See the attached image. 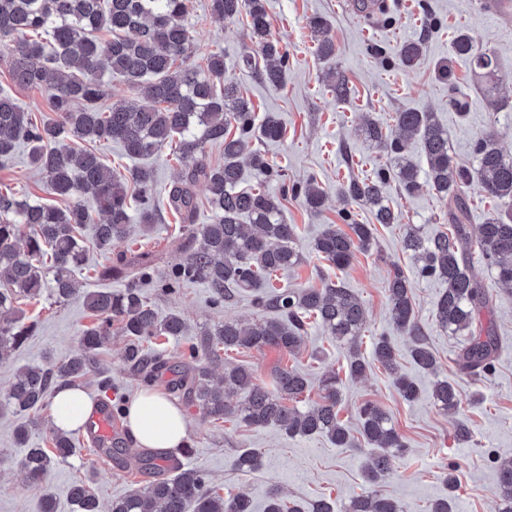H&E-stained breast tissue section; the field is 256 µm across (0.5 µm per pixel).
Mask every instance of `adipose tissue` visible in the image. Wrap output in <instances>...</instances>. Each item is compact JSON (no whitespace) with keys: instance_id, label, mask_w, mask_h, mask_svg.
Returning a JSON list of instances; mask_svg holds the SVG:
<instances>
[{"instance_id":"ef3b65f1","label":"adipose tissue","mask_w":512,"mask_h":512,"mask_svg":"<svg viewBox=\"0 0 512 512\" xmlns=\"http://www.w3.org/2000/svg\"><path fill=\"white\" fill-rule=\"evenodd\" d=\"M94 410L93 400L76 387L59 390L53 407L55 427L68 431L84 426ZM126 424L139 447L173 449L182 445L188 431L183 412L155 391H144L126 407Z\"/></svg>"}]
</instances>
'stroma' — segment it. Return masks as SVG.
<instances>
[{
	"instance_id": "obj_1",
	"label": "stroma",
	"mask_w": 512,
	"mask_h": 512,
	"mask_svg": "<svg viewBox=\"0 0 512 512\" xmlns=\"http://www.w3.org/2000/svg\"><path fill=\"white\" fill-rule=\"evenodd\" d=\"M265 5L271 34L288 55L285 82L279 87L264 81L261 67L243 66V57L255 52L244 19H217L210 11V0H193L185 24L197 55L223 50L227 75L238 81L256 111L277 113L283 124L280 140H263L256 147L276 171L275 177L262 185L267 193L282 196L283 217L297 227L296 246L302 263L293 271L278 274L272 283L318 288L339 281L351 288L363 301L367 315L361 352L371 355L372 338L390 337L403 352V372L418 384L421 393L415 401H403L388 372L376 363L363 376L350 377L348 345L333 340L317 324L310 327L293 361L314 388L326 375H339L340 416L351 431L359 429L357 409L363 403H376L388 413L407 448L378 489L399 501L405 512H429L435 500L447 495L445 478L451 471L459 479L455 512H496L498 467L512 458V285L500 283L495 269L481 256H474L469 273L493 294L492 312L482 320L492 324L498 338L492 371L475 376L462 372L456 364L464 337L440 328L435 321L444 283L419 276L404 248L407 228L417 229L425 238L448 228V206L429 186L411 196L387 187L385 200L399 221L378 226L372 247L356 252L347 268L339 270L323 260L313 244L325 225L339 223L343 211H350L358 224L374 221L370 207L347 205L338 194L348 176L370 177L390 163L385 151L363 139L359 128L366 119L378 120L391 129L397 112H430L447 131L450 153L458 164L475 166V146L491 129L498 131L504 154L512 156V0H392L388 11L369 17L355 10L354 0H265ZM315 16L325 17L330 24L336 44L332 62H324L316 54L309 27ZM461 31L497 60L501 78L498 106H490L484 98L482 80L469 60L454 52L453 41ZM418 39L425 44L422 56L413 66H404L396 48ZM444 65L451 71V79L440 77ZM332 68L349 81L351 94L345 101H336L328 90L326 73ZM458 96L466 98V111L454 106ZM310 177L328 193L318 213L308 211L300 198L285 192L286 187ZM4 184L30 199H44V178L30 166L27 147H19L13 162L0 168V186ZM181 233L179 221L165 209L153 230L145 233L139 225H132L129 237L117 242L112 252H153L163 271L181 258ZM398 269L410 280L417 320L437 358L435 371L421 370L406 356L409 338L390 321L384 288ZM146 295L160 313L176 312L186 321L185 336L157 341V350L174 361L201 331L215 323L251 321L260 316L248 293L237 295L223 308H213L210 290L202 283L186 284L171 297L154 288L147 289ZM18 306L32 332L9 360L0 363V394L9 389L19 368L77 354L79 333L92 322L82 299L60 303L47 289L38 300L23 299ZM125 345L124 337L112 338L100 356L101 374L88 376L82 389L98 405L131 400L148 388L180 403L188 420L185 442L191 448L182 462L204 471L222 494H247L255 512H264L266 493L272 489L303 504L328 498L335 502L337 512H347L361 493L362 470L371 453L368 446L339 448L321 436L290 437L274 427L204 420L197 407L170 393L166 382L145 386L122 358ZM440 379L449 380L457 389V416L444 414L433 403L431 390ZM25 419L22 413L0 416V512H40L44 492L53 495L56 512H77L68 489L79 481L91 483L102 512H108L114 499L153 478L151 471L127 468L119 459L97 456L85 430L80 429L74 433L75 453L54 461L43 491L33 490L18 465L23 451L13 443V429ZM460 419L472 432L465 443L458 442L454 433ZM251 450L260 452L261 467L251 473L239 471V456Z\"/></svg>"
}]
</instances>
